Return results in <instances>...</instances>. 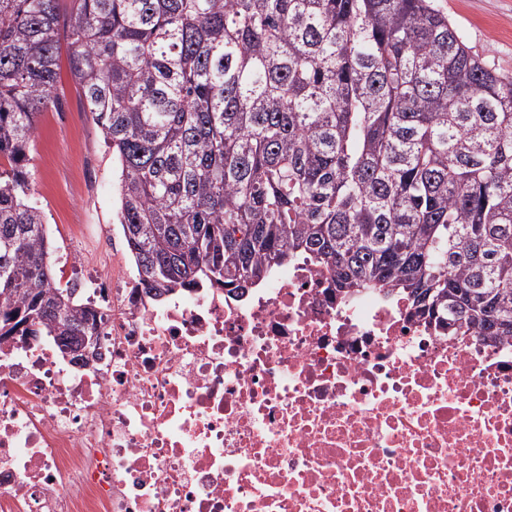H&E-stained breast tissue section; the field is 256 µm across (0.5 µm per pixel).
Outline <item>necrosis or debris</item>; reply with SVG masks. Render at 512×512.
Masks as SVG:
<instances>
[{"label": "necrosis or debris", "instance_id": "4bbe7bcc", "mask_svg": "<svg viewBox=\"0 0 512 512\" xmlns=\"http://www.w3.org/2000/svg\"><path fill=\"white\" fill-rule=\"evenodd\" d=\"M83 288L102 358L0 345V512H512V341L299 257L162 298Z\"/></svg>", "mask_w": 512, "mask_h": 512}]
</instances>
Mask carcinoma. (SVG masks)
Wrapping results in <instances>:
<instances>
[{
    "mask_svg": "<svg viewBox=\"0 0 512 512\" xmlns=\"http://www.w3.org/2000/svg\"><path fill=\"white\" fill-rule=\"evenodd\" d=\"M70 2L0 0V343L103 321L56 286L29 198L63 40L145 291L235 292L305 253L346 294L512 338V77L432 0Z\"/></svg>",
    "mask_w": 512,
    "mask_h": 512,
    "instance_id": "cac0c4a2",
    "label": "carcinoma"
}]
</instances>
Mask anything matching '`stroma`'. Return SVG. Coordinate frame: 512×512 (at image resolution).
<instances>
[{
  "label": "stroma",
  "mask_w": 512,
  "mask_h": 512,
  "mask_svg": "<svg viewBox=\"0 0 512 512\" xmlns=\"http://www.w3.org/2000/svg\"><path fill=\"white\" fill-rule=\"evenodd\" d=\"M475 53L512 75V0H435ZM59 109L39 118L30 151L31 197L45 213L54 279L80 282L113 258L129 259L118 219L112 151L86 112L60 49Z\"/></svg>",
  "instance_id": "stroma-1"
}]
</instances>
